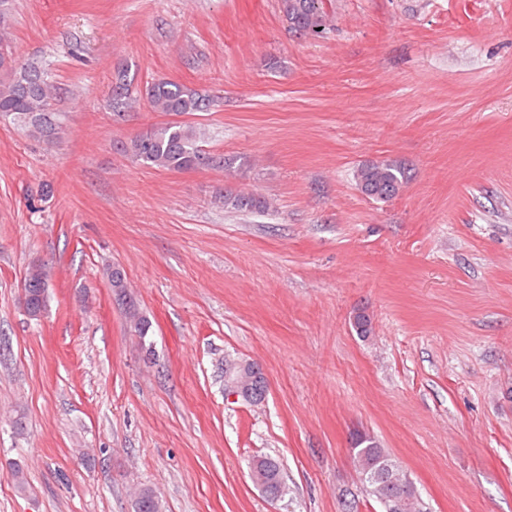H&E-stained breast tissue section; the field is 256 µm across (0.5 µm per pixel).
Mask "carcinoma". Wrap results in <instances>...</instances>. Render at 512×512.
Returning a JSON list of instances; mask_svg holds the SVG:
<instances>
[{
    "label": "carcinoma",
    "mask_w": 512,
    "mask_h": 512,
    "mask_svg": "<svg viewBox=\"0 0 512 512\" xmlns=\"http://www.w3.org/2000/svg\"><path fill=\"white\" fill-rule=\"evenodd\" d=\"M281 11L289 29L311 38H318L325 31L328 15L324 0H281ZM11 18L6 2L0 3V116L16 120L29 136L43 141H53L61 131L56 113L52 112V100L56 87L47 72L37 66H15L9 44ZM112 96L115 100L130 98L126 73L119 70L112 80ZM146 96L152 109L169 114L202 112L207 108L206 99L166 78H157L146 87ZM206 132L184 122H169L155 126L132 137L120 145V150L134 162L151 168L170 171H188L216 162L202 148ZM356 184L366 197L386 202L395 198L404 186L405 167L393 160L369 162L357 168ZM224 209L238 212H264L270 208L265 197L241 189L224 188L220 196ZM48 283L31 289L32 300L27 302L25 312L31 317L39 316L46 308ZM128 319L130 331L144 339L151 324L136 304L129 303ZM353 461L363 483L371 495L385 509L390 510V493L382 486L384 466L396 463L390 453L382 448L375 437L359 433L352 443ZM262 470L265 483L259 486L266 495L284 494L286 483L281 464L271 456L254 460ZM134 512H161L158 497L149 488L139 491Z\"/></svg>",
    "instance_id": "cac0c4a2"
}]
</instances>
